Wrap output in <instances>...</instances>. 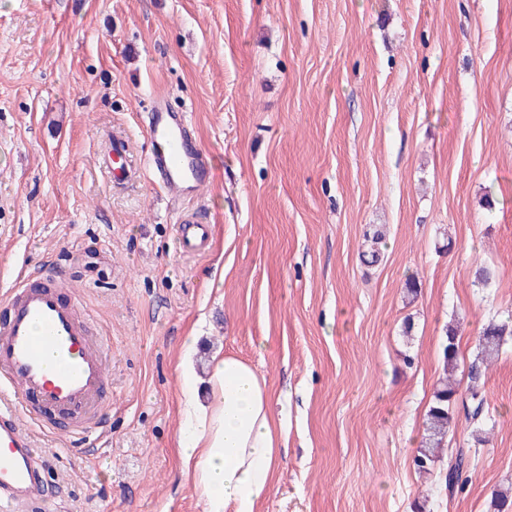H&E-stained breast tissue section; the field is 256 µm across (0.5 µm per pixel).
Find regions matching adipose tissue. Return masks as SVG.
<instances>
[{"label": "adipose tissue", "mask_w": 512, "mask_h": 512, "mask_svg": "<svg viewBox=\"0 0 512 512\" xmlns=\"http://www.w3.org/2000/svg\"><path fill=\"white\" fill-rule=\"evenodd\" d=\"M206 389L203 400L193 384L183 389V471L192 476L205 512H257L274 490L285 442L266 378L250 362L219 351Z\"/></svg>", "instance_id": "1"}]
</instances>
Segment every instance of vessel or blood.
Returning <instances> with one entry per match:
<instances>
[{
  "instance_id": "b4317fda",
  "label": "vessel or blood",
  "mask_w": 512,
  "mask_h": 512,
  "mask_svg": "<svg viewBox=\"0 0 512 512\" xmlns=\"http://www.w3.org/2000/svg\"><path fill=\"white\" fill-rule=\"evenodd\" d=\"M149 172L173 199L194 196L209 169L188 134V115L155 102L148 115ZM112 178L128 174V146L112 139ZM181 249L200 254L210 245V225L182 218ZM66 283L52 276L20 274L0 307V507L29 512L45 498V475L32 428L72 438L91 433L110 407L108 342L95 335Z\"/></svg>"
}]
</instances>
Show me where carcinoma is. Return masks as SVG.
I'll use <instances>...</instances> for the list:
<instances>
[{
  "mask_svg": "<svg viewBox=\"0 0 512 512\" xmlns=\"http://www.w3.org/2000/svg\"><path fill=\"white\" fill-rule=\"evenodd\" d=\"M446 336L447 342L443 346V376L439 379V388L435 392L434 402L423 423L424 451L415 461L416 466L422 470L433 468L438 461V451L445 446L454 417V409L459 403L464 408L466 419L473 426L472 433L475 441L478 443L484 441L486 400L482 392L477 389V381L485 375L489 363L499 357L506 344V337L512 336V325L507 321L501 323L492 321L478 336V352L469 370L472 386L462 398L458 397L453 379L459 354L455 330L448 328Z\"/></svg>",
  "mask_w": 512,
  "mask_h": 512,
  "instance_id": "cac0c4a2",
  "label": "carcinoma"
}]
</instances>
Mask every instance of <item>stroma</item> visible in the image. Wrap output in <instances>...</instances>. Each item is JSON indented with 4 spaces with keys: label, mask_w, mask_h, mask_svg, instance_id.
<instances>
[{
    "label": "stroma",
    "mask_w": 512,
    "mask_h": 512,
    "mask_svg": "<svg viewBox=\"0 0 512 512\" xmlns=\"http://www.w3.org/2000/svg\"><path fill=\"white\" fill-rule=\"evenodd\" d=\"M159 100L211 166L183 202L143 164ZM116 135L138 164L120 185ZM184 212L212 224L205 254L180 249ZM22 268L73 282L110 345L103 432L35 434L39 512H204L182 372L219 349L265 375L287 438L258 512H493L512 339L485 442L459 408L433 473L415 458L447 327L465 388L512 319V0H0V305Z\"/></svg>",
    "instance_id": "obj_1"
}]
</instances>
